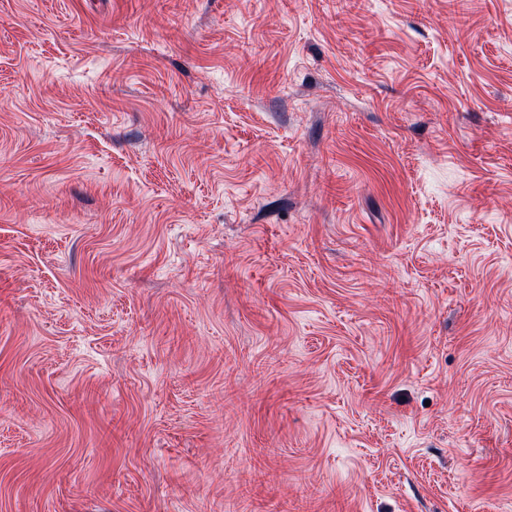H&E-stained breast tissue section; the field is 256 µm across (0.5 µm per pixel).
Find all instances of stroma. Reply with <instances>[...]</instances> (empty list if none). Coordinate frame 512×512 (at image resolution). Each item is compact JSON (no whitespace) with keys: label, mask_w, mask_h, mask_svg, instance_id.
Masks as SVG:
<instances>
[{"label":"stroma","mask_w":512,"mask_h":512,"mask_svg":"<svg viewBox=\"0 0 512 512\" xmlns=\"http://www.w3.org/2000/svg\"><path fill=\"white\" fill-rule=\"evenodd\" d=\"M0 512H512V0H0Z\"/></svg>","instance_id":"1"}]
</instances>
